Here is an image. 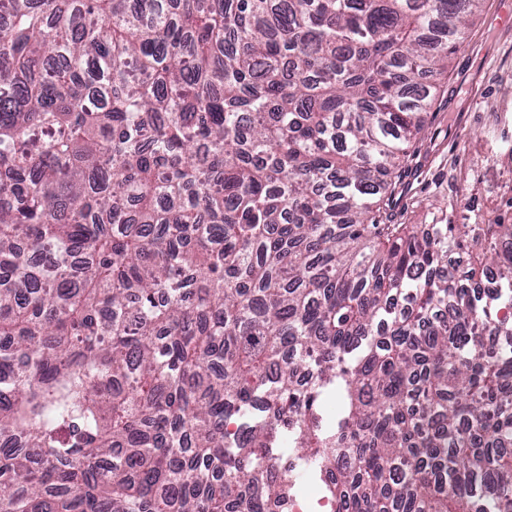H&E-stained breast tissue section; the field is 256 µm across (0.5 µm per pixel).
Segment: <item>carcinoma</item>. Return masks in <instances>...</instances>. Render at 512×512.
<instances>
[{
	"instance_id": "cac0c4a2",
	"label": "carcinoma",
	"mask_w": 512,
	"mask_h": 512,
	"mask_svg": "<svg viewBox=\"0 0 512 512\" xmlns=\"http://www.w3.org/2000/svg\"><path fill=\"white\" fill-rule=\"evenodd\" d=\"M481 2L0 0V512H512V223L388 213Z\"/></svg>"
}]
</instances>
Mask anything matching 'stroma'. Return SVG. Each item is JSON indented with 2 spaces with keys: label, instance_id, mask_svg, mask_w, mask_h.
<instances>
[{
  "label": "stroma",
  "instance_id": "stroma-1",
  "mask_svg": "<svg viewBox=\"0 0 512 512\" xmlns=\"http://www.w3.org/2000/svg\"><path fill=\"white\" fill-rule=\"evenodd\" d=\"M470 43L448 61L425 132L402 174L394 220H440L460 199L457 224H478L512 207V0H486Z\"/></svg>",
  "mask_w": 512,
  "mask_h": 512
}]
</instances>
